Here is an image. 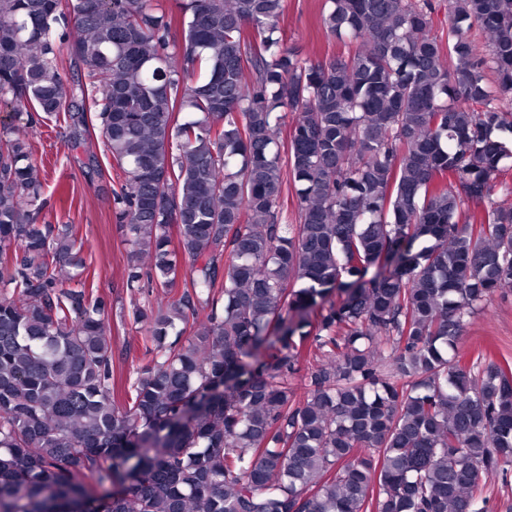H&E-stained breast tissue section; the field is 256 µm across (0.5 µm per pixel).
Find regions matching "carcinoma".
Wrapping results in <instances>:
<instances>
[{
  "instance_id": "1",
  "label": "carcinoma",
  "mask_w": 512,
  "mask_h": 512,
  "mask_svg": "<svg viewBox=\"0 0 512 512\" xmlns=\"http://www.w3.org/2000/svg\"><path fill=\"white\" fill-rule=\"evenodd\" d=\"M285 2L0 0V512H489L512 371L458 341L512 288V0H446L441 34L433 0H324L328 60ZM40 120L122 172L126 287L145 254L189 277L133 306L121 407L107 303L57 274L79 229L37 223ZM324 0H287L280 22L287 44L296 47L305 57L326 59L337 56L343 47L331 37L321 21Z\"/></svg>"
}]
</instances>
